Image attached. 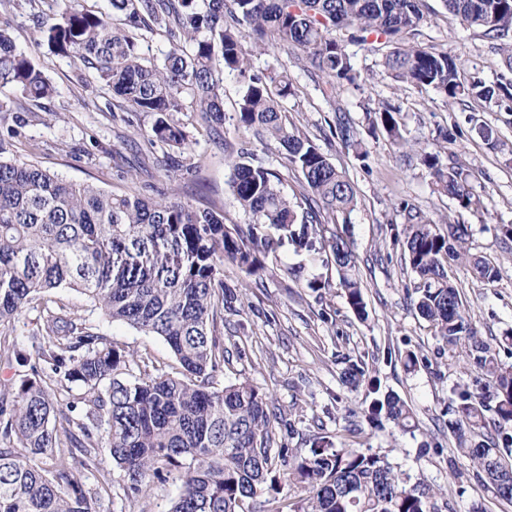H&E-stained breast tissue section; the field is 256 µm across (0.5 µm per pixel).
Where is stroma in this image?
Segmentation results:
<instances>
[{"mask_svg": "<svg viewBox=\"0 0 512 512\" xmlns=\"http://www.w3.org/2000/svg\"><path fill=\"white\" fill-rule=\"evenodd\" d=\"M423 4L428 17L420 37L423 44L455 52L466 71H480L486 80L504 74L499 55L490 51L481 31L462 27L445 11L442 0ZM8 21L18 47L40 62L57 89L56 95L37 105L11 87H0V103L11 111L10 119L0 121V140L9 157L35 163L77 185L151 199L164 192L200 209L216 203L223 207L225 223H249V215L229 191L231 165L224 151L225 144L243 141L241 130L228 123L210 131L194 114L188 149L172 154L159 145L137 151L151 116L122 111L93 70L49 53L40 45L29 13L9 15ZM348 51L359 84L343 86L332 100L324 94L322 79L305 68L295 49L269 48L255 54L251 65L259 72L288 69L296 86L295 96L283 103L290 123L345 170L355 186L358 207L346 233L357 257L368 317L359 320L349 308L326 253L314 254L285 242L265 255V273L251 277L235 264L224 263L225 284L244 290L245 296L240 314L224 316V345L231 356L215 380L224 385L246 378L271 393L292 421L288 428L276 426L277 442L295 453H307L315 439L324 436L350 449L387 456L445 492L450 512H512V504L498 499L473 464L458 456L448 431L452 387L465 384L476 389L483 386L485 376L465 347L448 349L418 314L411 293L414 275L396 243L405 226L400 209L404 203L431 223L468 227L471 254L495 262L500 277L491 283L481 281L465 264L451 267L448 275L478 336L494 344L502 364L512 366V350L496 344L499 336L512 330V237L506 234L512 227V113L481 101L471 102L467 111H451L434 90L392 80L377 55L353 44ZM386 99L401 106L408 148L368 134V111ZM341 121L357 131L369 152L366 160L331 136V126ZM476 121L493 127L497 145L487 144L473 131ZM11 127L17 136H7ZM447 127L458 132L450 146L439 136ZM426 150L440 151L443 160L462 165L483 201L480 211L461 209L434 193L430 172L421 161ZM171 155L182 162V169L169 167ZM313 280L321 281V289L310 288ZM52 298L107 341L174 364L161 338L109 321L83 294L60 288ZM241 349L246 358H238ZM410 351L419 357L412 370L404 365ZM351 361L364 363L382 390L398 394L411 406L414 432H402L387 420L376 426L367 423L360 395L342 381ZM176 494L172 483L158 482L149 499L136 502L116 486L102 496L100 510L167 512Z\"/></svg>", "mask_w": 512, "mask_h": 512, "instance_id": "obj_1", "label": "stroma"}]
</instances>
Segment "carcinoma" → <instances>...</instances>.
<instances>
[{
	"mask_svg": "<svg viewBox=\"0 0 512 512\" xmlns=\"http://www.w3.org/2000/svg\"><path fill=\"white\" fill-rule=\"evenodd\" d=\"M42 2L0 0V15L32 13L52 52L94 69L123 110L153 115L144 136L150 147L186 148L190 132L179 114L189 108L214 130L228 122L243 129L229 189L252 223L230 227L224 215L181 200L76 185L4 156L0 143V325L41 306L27 343L0 338V365L27 368L18 386L0 389V512H99L101 492L112 490L106 453L121 470L129 499L148 495L157 481L175 482L168 512H244L258 492L278 491L284 467L306 506L295 510L275 498L276 512H443L442 493L385 456L337 448L324 437L305 455L290 453L278 445L273 424L291 420L267 394L248 380L214 386L228 353L218 322L242 297L224 285L220 265L227 260L260 275L263 256L283 239L311 247L324 225L350 223L358 205L347 173L288 125L283 100L296 94L288 71L256 73L251 56L291 46L334 89L360 78L347 44L367 45L382 50V66L394 81L431 88L463 112L478 99L512 113V80L489 83L478 71L464 73L457 55L420 45L422 0H107L103 12L85 9L81 0H49V23L42 21ZM443 2L461 26L482 31L512 71V0ZM142 28L167 35L171 48L162 61L143 57ZM227 75L239 85L230 113L224 111ZM7 85L31 102L56 94L40 64L0 25V86ZM400 112L380 102L369 133L408 146ZM339 133L359 158L368 157L353 129L342 126ZM272 149L281 165L302 176L303 199L288 197L277 171L259 158ZM421 160L435 193L463 209L482 207L462 167L432 152ZM407 220L402 247L415 275L418 313L448 348L466 340L488 379L478 391L452 387L448 431L458 454L512 503V467L501 462L512 454V368L477 336L448 278V266L459 262L487 282L500 269L470 254L466 225L442 231L412 214ZM327 248L348 306L365 318L350 242L336 233ZM57 288L75 289L107 319L162 338L178 375L147 353L134 361L138 374L127 372L125 348L105 343L51 300ZM50 381L68 392L77 383L81 393L61 403ZM344 382L364 390L369 423L384 417L405 431L413 427L407 403L382 392L358 363L345 369ZM488 413L497 422L494 437L483 432ZM82 471L100 473L95 490L85 487Z\"/></svg>",
	"mask_w": 512,
	"mask_h": 512,
	"instance_id": "obj_1",
	"label": "carcinoma"
}]
</instances>
